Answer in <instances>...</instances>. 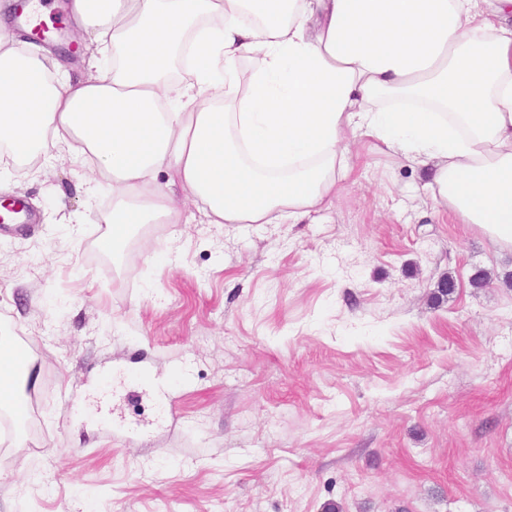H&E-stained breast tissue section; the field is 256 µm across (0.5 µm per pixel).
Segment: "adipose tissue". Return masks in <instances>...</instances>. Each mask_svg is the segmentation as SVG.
<instances>
[{
  "label": "adipose tissue",
  "instance_id": "adipose-tissue-1",
  "mask_svg": "<svg viewBox=\"0 0 512 512\" xmlns=\"http://www.w3.org/2000/svg\"><path fill=\"white\" fill-rule=\"evenodd\" d=\"M112 44L85 77L19 50L0 0V152L73 148L112 185L109 249L142 224L302 217L370 136L428 168L462 223L512 248V0H73ZM253 59L248 77L237 65ZM193 77L176 79V65Z\"/></svg>",
  "mask_w": 512,
  "mask_h": 512
}]
</instances>
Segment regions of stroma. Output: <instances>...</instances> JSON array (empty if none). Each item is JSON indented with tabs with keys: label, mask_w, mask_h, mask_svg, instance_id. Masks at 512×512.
I'll list each match as a JSON object with an SVG mask.
<instances>
[{
	"label": "stroma",
	"mask_w": 512,
	"mask_h": 512,
	"mask_svg": "<svg viewBox=\"0 0 512 512\" xmlns=\"http://www.w3.org/2000/svg\"><path fill=\"white\" fill-rule=\"evenodd\" d=\"M349 156L301 220L192 207L117 255L70 153L0 179L37 216L0 236V309L39 403L0 512H512V249L375 140Z\"/></svg>",
	"instance_id": "obj_1"
}]
</instances>
